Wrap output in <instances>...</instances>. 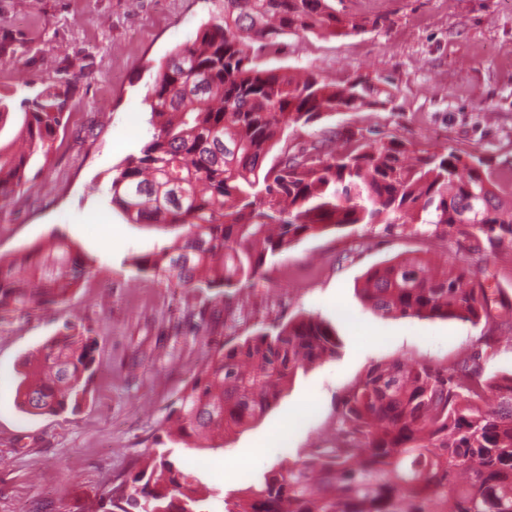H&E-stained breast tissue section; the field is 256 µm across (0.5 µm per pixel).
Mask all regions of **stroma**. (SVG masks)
<instances>
[{
	"label": "stroma",
	"mask_w": 512,
	"mask_h": 512,
	"mask_svg": "<svg viewBox=\"0 0 512 512\" xmlns=\"http://www.w3.org/2000/svg\"><path fill=\"white\" fill-rule=\"evenodd\" d=\"M345 17L386 16L361 34H288L262 68H318L335 80L390 77L389 109L339 112L303 132L316 141L342 127L404 136L416 149L490 157L512 192V0H328ZM212 0H0V96L12 111L50 81L74 87L48 159L32 160L29 182L0 211V260L61 236L93 269L65 304L27 315L0 313V512H82L136 472L166 440L170 405L216 343L309 314L333 330L338 359L298 371L259 420L223 446L175 443L173 456L210 488L209 512L298 450L330 440L337 394L374 364L453 365L483 337L485 374L512 372V329L500 322L395 318L362 298L366 274L394 258L454 259L452 239L433 227L355 224L298 241L268 257L263 286L245 306L220 310L212 335L197 333L196 298L139 271L133 256L171 244L176 231L129 223L110 187L153 129L144 102L156 64L193 38ZM93 328L92 396L76 412L33 415L16 400L21 364L64 323ZM252 461L225 476L226 452Z\"/></svg>",
	"instance_id": "1"
}]
</instances>
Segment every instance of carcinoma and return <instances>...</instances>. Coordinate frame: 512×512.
<instances>
[{
  "label": "carcinoma",
  "instance_id": "1",
  "mask_svg": "<svg viewBox=\"0 0 512 512\" xmlns=\"http://www.w3.org/2000/svg\"><path fill=\"white\" fill-rule=\"evenodd\" d=\"M195 37L170 53L145 103L153 133L111 182L112 204L135 224L183 229L170 246L133 262L168 283L231 304L265 280L267 256L331 227L427 224L454 239L456 262L424 258L369 271L362 288L377 312L400 318L478 321L512 303L497 300V270L471 255L512 252V204L481 156L448 148L416 154L379 130L342 128L336 146L288 142L285 132L335 112L384 107L388 78L326 80L261 68L288 33H352L390 19L347 20L327 0H214ZM73 90L55 81L21 106L14 138L0 144V202L28 182L34 156L48 158ZM90 260L65 240L0 261V312L62 304ZM23 362L20 407L76 411L91 394L92 329L66 325ZM333 331L308 315L237 341L211 357L170 409L171 434L209 439L261 418L300 369L334 361ZM334 438L271 468L224 512H512V375L477 364L373 365L335 399ZM209 490L168 451L155 452L112 486L91 512H202Z\"/></svg>",
  "mask_w": 512,
  "mask_h": 512
}]
</instances>
